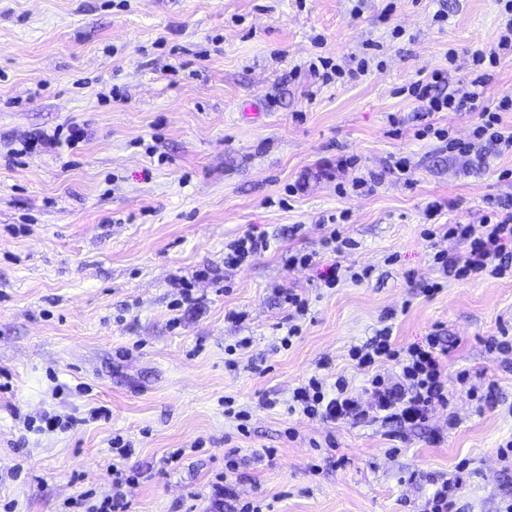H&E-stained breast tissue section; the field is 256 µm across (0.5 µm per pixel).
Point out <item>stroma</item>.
Returning a JSON list of instances; mask_svg holds the SVG:
<instances>
[{"label": "stroma", "instance_id": "1", "mask_svg": "<svg viewBox=\"0 0 512 512\" xmlns=\"http://www.w3.org/2000/svg\"><path fill=\"white\" fill-rule=\"evenodd\" d=\"M446 3L439 24L436 0H0V512H85L111 495L116 467L137 478L133 512H239L260 498L273 512H422L462 463L458 512L512 503V459L498 454L512 441V350L487 347L512 333V271L456 279L433 255L463 244L421 235L433 201L445 221L478 222L490 198L512 212L499 177L512 152L454 158L414 139L427 122L468 136L475 118L423 117L402 92L436 69L456 89L498 36L496 0ZM371 42L382 64L360 79L302 69L317 53L355 66ZM73 122L91 132L78 149L11 155ZM346 157L355 167H339ZM398 157L409 179L391 173ZM370 176L372 191H337ZM343 211L357 247L334 257L322 242ZM247 233L268 251L225 267ZM295 250L315 264L289 267ZM334 262L372 274L328 288ZM291 290L309 312L285 349ZM386 325L402 345L436 329L452 342L449 407L402 431L289 411L320 371L361 389L349 351ZM463 370L490 400L458 391ZM99 406L109 419H90ZM46 412L76 423L27 428ZM118 434L131 456L113 454Z\"/></svg>", "mask_w": 512, "mask_h": 512}]
</instances>
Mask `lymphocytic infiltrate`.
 I'll return each mask as SVG.
<instances>
[{
  "mask_svg": "<svg viewBox=\"0 0 512 512\" xmlns=\"http://www.w3.org/2000/svg\"><path fill=\"white\" fill-rule=\"evenodd\" d=\"M500 4V35L489 46L471 55V76L460 87L444 92L446 73L433 71L414 81L410 92L424 113L473 112L477 121L468 137L459 138L447 130L425 126L424 134L445 141L450 154L469 157L494 146L500 151H512V125L504 124L503 113L512 112V96L506 95L487 102L485 88L491 69L512 58V0ZM444 234L465 246L463 254L437 252L436 263L444 271L464 278L472 274H502L512 267V215H500L497 204H489L487 212L475 224H445ZM449 348L439 332H431L424 340L407 346L398 345L390 331H382L369 344L353 347L350 357L355 367L366 376L362 402L345 376L334 382L311 376L298 386L293 395L302 414L312 419L331 422L356 420L375 413L384 419L411 428L424 422L439 407L448 406L452 394L444 379ZM392 364L395 375L382 373L384 364Z\"/></svg>",
  "mask_w": 512,
  "mask_h": 512,
  "instance_id": "obj_1",
  "label": "lymphocytic infiltrate"
}]
</instances>
